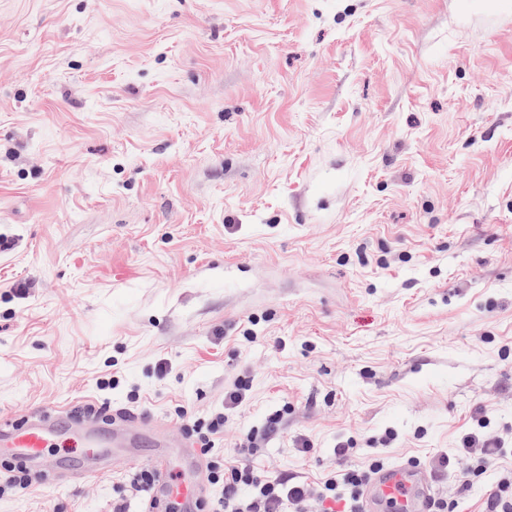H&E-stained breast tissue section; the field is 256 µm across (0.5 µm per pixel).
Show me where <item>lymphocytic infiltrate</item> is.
<instances>
[{
	"instance_id": "lymphocytic-infiltrate-1",
	"label": "lymphocytic infiltrate",
	"mask_w": 512,
	"mask_h": 512,
	"mask_svg": "<svg viewBox=\"0 0 512 512\" xmlns=\"http://www.w3.org/2000/svg\"><path fill=\"white\" fill-rule=\"evenodd\" d=\"M245 398V385H238L225 393L223 411L196 422L194 431L203 452H210L215 446V437L223 435L226 411L238 407ZM258 452L256 438L250 435L223 466L210 467L207 475L210 484L224 487L223 497L211 503L210 512H309V503L315 497L331 502L342 500L349 503V512H360L364 485L384 465L377 455L354 463L349 446L342 444L335 450L339 471L313 486L304 481L263 474L254 465ZM506 455L499 436L468 433L461 437L458 448L435 454L430 461V471L440 481L448 475H456L458 489L464 492L474 477L500 467Z\"/></svg>"
}]
</instances>
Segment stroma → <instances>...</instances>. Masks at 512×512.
I'll list each match as a JSON object with an SVG mask.
<instances>
[{
	"label": "stroma",
	"mask_w": 512,
	"mask_h": 512,
	"mask_svg": "<svg viewBox=\"0 0 512 512\" xmlns=\"http://www.w3.org/2000/svg\"><path fill=\"white\" fill-rule=\"evenodd\" d=\"M241 380L202 466L273 417L258 467L308 482L482 413L512 448V0H0V419L188 439ZM125 473L0 512H140Z\"/></svg>",
	"instance_id": "obj_1"
}]
</instances>
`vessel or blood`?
Wrapping results in <instances>:
<instances>
[{
	"label": "vessel or blood",
	"mask_w": 512,
	"mask_h": 512,
	"mask_svg": "<svg viewBox=\"0 0 512 512\" xmlns=\"http://www.w3.org/2000/svg\"><path fill=\"white\" fill-rule=\"evenodd\" d=\"M60 413L38 409L20 419L0 423V447L9 449L12 459L37 466L47 455L59 435ZM70 426L86 444L88 463L76 470L77 475L93 476L89 463L93 460L108 465L127 463L124 450L139 436L152 432L150 421L141 414L123 408L101 416L82 413L72 417ZM151 463L158 484L170 497L183 502L193 512L203 495V482L197 472H190L181 485L166 480L168 456L159 452ZM432 502L430 478L425 469L406 463L378 471L366 485L360 504L361 512H429Z\"/></svg>",
	"instance_id": "obj_1"
}]
</instances>
